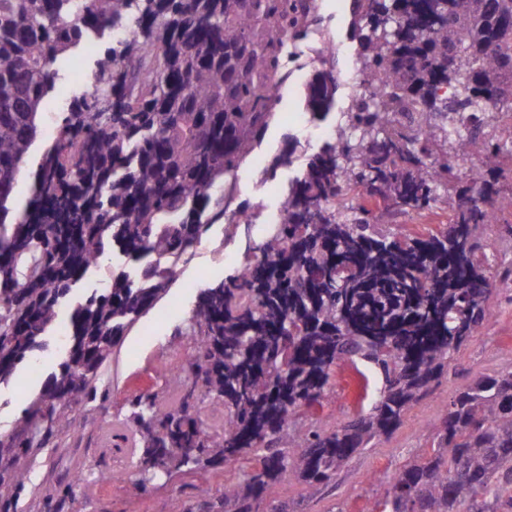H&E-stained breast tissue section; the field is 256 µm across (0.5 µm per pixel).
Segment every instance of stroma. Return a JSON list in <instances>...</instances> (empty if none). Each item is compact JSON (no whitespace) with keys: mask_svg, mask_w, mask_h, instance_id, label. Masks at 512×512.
<instances>
[{"mask_svg":"<svg viewBox=\"0 0 512 512\" xmlns=\"http://www.w3.org/2000/svg\"><path fill=\"white\" fill-rule=\"evenodd\" d=\"M350 0H320V12L330 23L331 35L340 46L334 58L340 74L355 72L359 66V46L353 36ZM94 53L82 50L60 66L54 90L45 99L43 112L57 116L70 101L92 88ZM348 106L347 90L338 87L336 105L321 121L312 120L304 105L302 85L286 81L273 109L274 116L255 153L272 161L290 152L291 161L278 166L274 174L261 175L250 164H243L234 185L236 202L255 206L257 220L250 227L230 230L216 224L198 244L179 277L125 336L122 346L104 362L101 381L110 389L107 400L75 405V420L68 435L55 440L33 467L30 485L34 495L21 501L19 512H206V502L224 492L240 470L252 467L249 459L227 467L210 465L171 479L148 485L135 495L127 476L132 472L126 451L112 447L105 432L122 422L127 400L136 393H155L163 406L176 405L169 381V370L186 368L193 347L183 335L201 289L223 280L238 268L249 246L259 243L268 222L278 218L283 194L297 175L304 159L319 150L323 131L333 130L340 112ZM495 315L454 354L448 370L432 390L403 415L400 426L389 436L375 440L369 448L350 457L330 485L306 487L286 479L278 487V501L291 504L294 512H364L369 501L384 497L396 472L404 465L424 458L430 451L428 427L446 411L459 388L481 376L512 368V294L496 288L489 300ZM362 382L350 365L333 372L329 392L321 405L309 409V423L332 427L346 420L363 405ZM65 461L67 468L81 476L76 499L69 504L56 501L50 493L55 476L51 465ZM112 470L115 480L100 485L98 470Z\"/></svg>","mask_w":512,"mask_h":512,"instance_id":"obj_1","label":"stroma"}]
</instances>
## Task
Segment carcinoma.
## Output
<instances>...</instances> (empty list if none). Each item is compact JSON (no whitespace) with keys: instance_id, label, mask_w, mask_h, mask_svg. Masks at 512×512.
<instances>
[{"instance_id":"obj_1","label":"carcinoma","mask_w":512,"mask_h":512,"mask_svg":"<svg viewBox=\"0 0 512 512\" xmlns=\"http://www.w3.org/2000/svg\"><path fill=\"white\" fill-rule=\"evenodd\" d=\"M355 2L359 72L389 80L390 94L341 113L289 184L280 221L242 267L200 292L178 405L128 400L112 443L134 447L135 495L158 476L249 456L257 465L224 485L209 512H261L285 476L329 483L400 425L489 321L505 262L477 232L502 205L485 176L512 150L476 121L512 104V0ZM117 29L92 90L57 116L32 197L16 212L56 63ZM303 37L294 0H0V385L30 369L58 310H70L66 358L0 435V512H18L31 493L28 473L73 405L108 396L103 362L210 227L252 212L232 206L228 185L273 118L268 88L287 81L288 50ZM331 60L304 84L315 119L334 107ZM133 66L148 73L136 87ZM408 107L425 130L391 126L389 110ZM468 156L479 175L438 232L387 223L392 210L432 211ZM111 253L134 271L76 297ZM342 362L381 377L370 408L333 428L305 423ZM429 432V456L405 465L366 512H512V370L462 386Z\"/></svg>"}]
</instances>
